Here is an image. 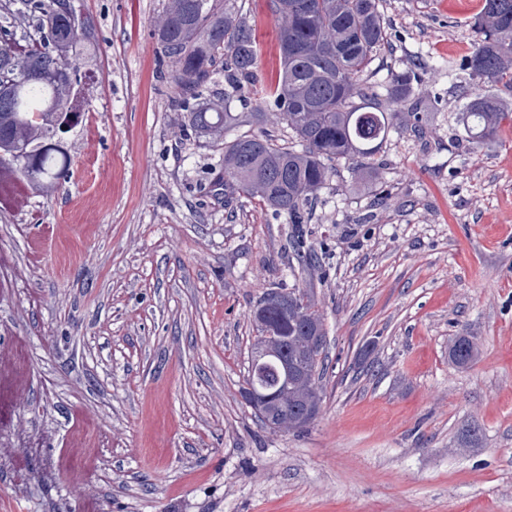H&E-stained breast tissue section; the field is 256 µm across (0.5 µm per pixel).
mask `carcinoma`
Here are the masks:
<instances>
[{
	"label": "carcinoma",
	"instance_id": "1",
	"mask_svg": "<svg viewBox=\"0 0 512 512\" xmlns=\"http://www.w3.org/2000/svg\"><path fill=\"white\" fill-rule=\"evenodd\" d=\"M25 2L42 15L37 36L18 38L0 30V69L9 68L15 78L0 98V153L27 147L31 155L22 174L51 186L66 168L65 153L49 146L54 116L76 108L78 101H63L44 72L67 65L81 82L70 58L89 40L92 25L82 15L58 14L55 0ZM235 2L224 0L218 9L213 0H171L154 37L161 54L175 63L171 78L182 91L189 126L204 137H224V201L244 194L285 214L299 246L312 201L336 173L332 163L354 161L367 168L392 134L421 122L419 113L396 109L411 98L418 78L409 71L391 74L382 99L367 85L364 73L386 38L379 0H271L279 18L280 69L275 82L259 88L253 28ZM474 29L467 69L484 82L512 88V0H483ZM219 71L224 72L222 107L204 97ZM270 104L300 149L262 132ZM463 121L478 146L512 127V110L479 93L464 106ZM243 127L261 133H237ZM271 294L288 301V318L271 315L278 334L269 337L254 323L253 348L263 345L295 369L277 389L284 429L298 430L307 426L299 421L305 409L320 410L317 380L326 370L324 341L312 348L305 337H324L326 331L322 316L299 290L273 287L258 303ZM477 354L465 336L449 351L459 367L469 366Z\"/></svg>",
	"mask_w": 512,
	"mask_h": 512
}]
</instances>
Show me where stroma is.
Returning a JSON list of instances; mask_svg holds the SVG:
<instances>
[{
    "instance_id": "stroma-1",
    "label": "stroma",
    "mask_w": 512,
    "mask_h": 512,
    "mask_svg": "<svg viewBox=\"0 0 512 512\" xmlns=\"http://www.w3.org/2000/svg\"><path fill=\"white\" fill-rule=\"evenodd\" d=\"M169 0H72L92 23L68 167L0 174V512H512V131L472 147L480 0H381L366 75L412 71L425 132L342 162L306 253L224 200V153L189 127L153 35ZM275 80L269 0H238ZM324 317L316 419L267 428L241 389L268 289ZM478 349L468 367L449 349ZM107 442L73 458L74 406ZM478 354L476 345L467 337H459L452 345L449 355L459 367H468Z\"/></svg>"
}]
</instances>
